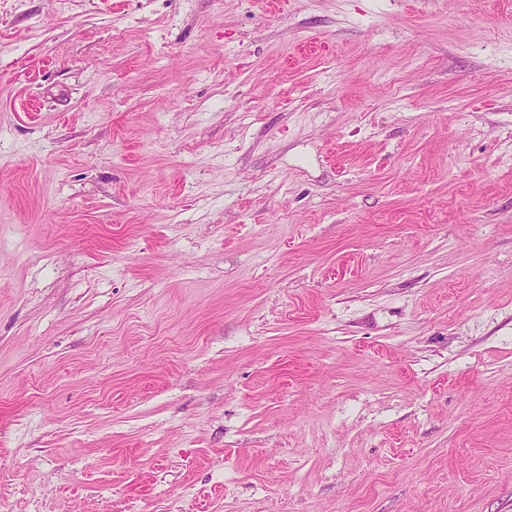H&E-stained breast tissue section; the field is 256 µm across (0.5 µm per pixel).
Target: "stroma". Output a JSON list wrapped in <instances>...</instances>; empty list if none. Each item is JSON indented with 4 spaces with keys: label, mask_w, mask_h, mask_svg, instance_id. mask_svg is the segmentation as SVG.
<instances>
[{
    "label": "stroma",
    "mask_w": 512,
    "mask_h": 512,
    "mask_svg": "<svg viewBox=\"0 0 512 512\" xmlns=\"http://www.w3.org/2000/svg\"><path fill=\"white\" fill-rule=\"evenodd\" d=\"M5 512H512V0H0Z\"/></svg>",
    "instance_id": "1"
}]
</instances>
